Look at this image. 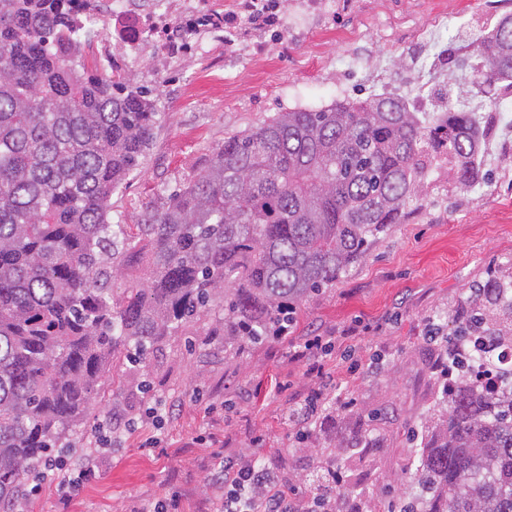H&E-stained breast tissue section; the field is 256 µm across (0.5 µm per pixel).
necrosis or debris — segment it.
<instances>
[{
  "label": "necrosis or debris",
  "instance_id": "4bbe7bcc",
  "mask_svg": "<svg viewBox=\"0 0 512 512\" xmlns=\"http://www.w3.org/2000/svg\"><path fill=\"white\" fill-rule=\"evenodd\" d=\"M254 19L249 49L264 55L269 44L261 35L267 0H95L94 7L79 6L77 19L92 28L108 19L112 22L114 46H103L101 55L114 68L126 69L142 49H150L157 66L179 65L187 55L214 43L240 39L241 32L229 28L227 11Z\"/></svg>",
  "mask_w": 512,
  "mask_h": 512
}]
</instances>
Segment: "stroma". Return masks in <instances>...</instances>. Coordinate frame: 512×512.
Returning a JSON list of instances; mask_svg holds the SVG:
<instances>
[{
  "instance_id": "35a3bbf8",
  "label": "stroma",
  "mask_w": 512,
  "mask_h": 512,
  "mask_svg": "<svg viewBox=\"0 0 512 512\" xmlns=\"http://www.w3.org/2000/svg\"><path fill=\"white\" fill-rule=\"evenodd\" d=\"M503 14L480 0H352L259 58L241 43L212 48L165 75L149 59L133 66L128 79L150 91L159 117L145 161L111 198L113 220L143 223L202 170L225 137L276 113L402 94L412 83L416 34L433 19L443 23V51L460 47L459 36L487 33ZM460 49L465 67L435 71L415 86L432 114L464 99L479 102L476 115L490 137L487 181L462 192L451 173L440 172L404 224L377 241L335 288L299 305L285 338L232 356L223 337L211 335V318L189 323L126 380L123 394L104 393L90 406L80 448L111 412L136 423L112 457L98 461L95 477L69 503L55 486L43 485L29 512H142L148 503L170 500L177 512H201L202 503L221 496L210 473L247 454L265 461L298 497L333 498L351 486L374 512H388L414 460L407 434L437 392L439 345L430 341V329L454 331V315L473 285L512 266V153L503 149L498 91L476 80L479 57ZM358 55L365 68L348 67ZM353 325L359 336L344 338ZM316 336L322 350L298 357ZM315 361L321 374L310 371ZM159 399L175 410L156 422L146 411ZM309 399L317 413L304 427L291 413ZM359 425L380 436L382 447H330L335 435Z\"/></svg>"
}]
</instances>
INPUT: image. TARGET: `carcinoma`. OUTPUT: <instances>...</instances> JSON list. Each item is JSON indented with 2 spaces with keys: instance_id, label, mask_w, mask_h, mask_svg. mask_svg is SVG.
Masks as SVG:
<instances>
[{
  "instance_id": "cac0c4a2",
  "label": "carcinoma",
  "mask_w": 512,
  "mask_h": 512,
  "mask_svg": "<svg viewBox=\"0 0 512 512\" xmlns=\"http://www.w3.org/2000/svg\"><path fill=\"white\" fill-rule=\"evenodd\" d=\"M73 0H0V512H15L112 373L141 367L188 322L222 308L224 351L279 339L304 299L336 287L406 221L453 158L457 188L486 180L473 112L422 121L398 98L278 112L224 139L146 223H112V194L142 164L157 112L126 77L76 63ZM486 82L512 83V15L476 46ZM148 277L120 290L132 264ZM457 339L512 348V267L476 289ZM422 425L391 512H512V392L451 376ZM337 448H378L364 431ZM333 512H365L359 494Z\"/></svg>"
}]
</instances>
